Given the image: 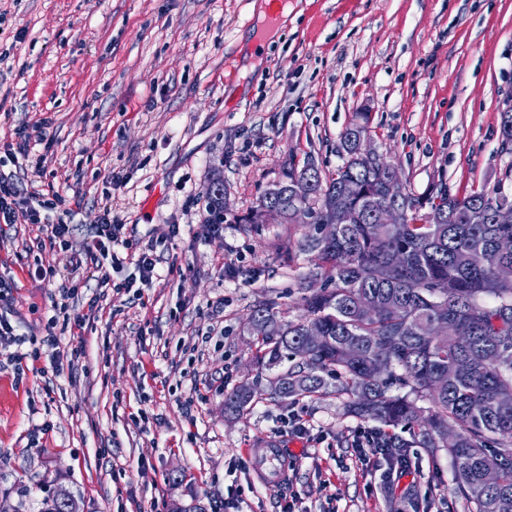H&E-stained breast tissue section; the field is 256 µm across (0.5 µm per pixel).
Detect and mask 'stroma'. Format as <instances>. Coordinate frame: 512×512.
<instances>
[{
    "label": "stroma",
    "mask_w": 512,
    "mask_h": 512,
    "mask_svg": "<svg viewBox=\"0 0 512 512\" xmlns=\"http://www.w3.org/2000/svg\"><path fill=\"white\" fill-rule=\"evenodd\" d=\"M264 0H0V177H11L87 235L104 206L134 248L151 245L161 277L114 310L99 299L74 377L46 380L32 360L0 363V504L42 512L66 489L80 512H170L234 494L223 512H465L449 502L446 452L408 449L413 475L387 480L375 449L354 447L345 396L274 399L255 361L249 317L273 301L287 320L325 282L295 252L310 224H247L289 163L341 165V133L369 110L379 154L420 195L503 186L500 113L512 96V0H288L275 33L259 37ZM31 135L42 175L11 156ZM224 180L241 221L207 236L206 188ZM123 186L112 190V178ZM182 232L169 240L170 225ZM37 228L0 237V275L21 310L20 351L47 336L56 283L36 259L65 267L69 252L39 250ZM213 333L210 342L201 336ZM263 393L240 416L224 409L242 381ZM145 410L137 429L129 413ZM308 439L280 434L292 414ZM277 443L288 480L258 481L252 451Z\"/></svg>",
    "instance_id": "stroma-1"
}]
</instances>
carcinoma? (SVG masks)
Listing matches in <instances>:
<instances>
[{
	"mask_svg": "<svg viewBox=\"0 0 512 512\" xmlns=\"http://www.w3.org/2000/svg\"><path fill=\"white\" fill-rule=\"evenodd\" d=\"M359 112L340 136L343 163L322 175L319 191L357 210L354 224H340L336 239L307 236L298 243L324 270L323 287L302 298L304 317L284 321L273 304L254 309L268 324L257 337L256 361L271 370L285 360L294 365L269 379L280 398L312 397L338 382L348 396L345 413L387 428H404L411 439L385 433L395 460L407 449L431 455L444 450L453 465L454 493L470 512H512V281L496 268L512 267V254L496 253V243L512 238V224H495L493 210L506 200L501 187L466 196L442 187L421 197L403 189L402 224H377L373 209L384 201V172L351 160L354 129L367 127ZM502 142H512V102L501 112ZM209 198L210 224L224 223V181ZM443 211L445 224H425V208ZM370 300L371 317L360 307ZM436 317L448 318V335H429ZM323 336H304L305 322ZM378 364L382 371L371 372ZM256 387L245 382L227 408L250 409ZM427 400L430 406L420 402ZM455 442L448 445V434ZM494 468L498 483L483 484ZM69 493L59 491L43 512H67Z\"/></svg>",
	"mask_w": 512,
	"mask_h": 512,
	"instance_id": "cac0c4a2",
	"label": "carcinoma"
}]
</instances>
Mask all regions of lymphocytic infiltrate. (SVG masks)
Segmentation results:
<instances>
[{
	"label": "lymphocytic infiltrate",
	"instance_id": "obj_1",
	"mask_svg": "<svg viewBox=\"0 0 512 512\" xmlns=\"http://www.w3.org/2000/svg\"><path fill=\"white\" fill-rule=\"evenodd\" d=\"M34 194L24 192L17 183L0 178V233L7 232L17 224L36 225L44 235L49 247L71 251L72 260L66 273H59L54 265H37L33 276L42 281H59V298L52 308L56 315L62 316L64 323L73 329L72 340L66 347H59L57 341H49L44 352H33V359H45L54 376H64L73 370L83 355V334L94 322L98 307L97 299H90L86 314L71 315L70 301L76 294L74 277L81 272L91 274L98 287H112L119 295L132 290L151 287L160 277L157 256L150 251L130 250L128 242L122 237L123 227L112 217L111 209H104L99 224L95 225L89 238L80 244H73V225L54 220L50 214L41 212L36 206ZM131 267V274L120 283H113L114 270Z\"/></svg>",
	"mask_w": 512,
	"mask_h": 512
}]
</instances>
